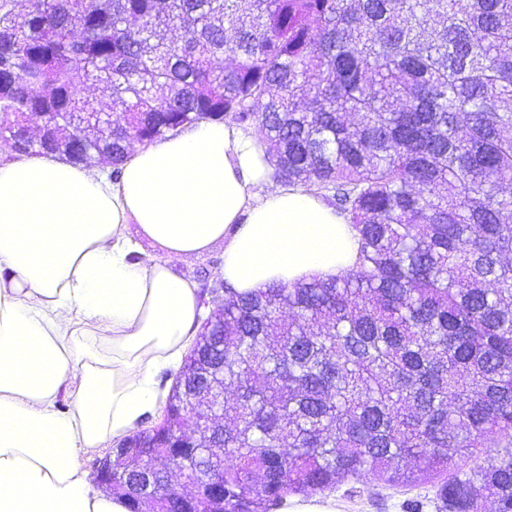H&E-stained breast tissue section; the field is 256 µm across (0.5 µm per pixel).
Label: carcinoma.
<instances>
[{"label":"carcinoma","mask_w":512,"mask_h":512,"mask_svg":"<svg viewBox=\"0 0 512 512\" xmlns=\"http://www.w3.org/2000/svg\"><path fill=\"white\" fill-rule=\"evenodd\" d=\"M89 87L122 103L107 135ZM0 88L15 153L115 178L134 139L255 126L276 177L332 197L358 233L342 275L224 299L182 374L224 365L231 425L210 448L113 449L128 512L161 455L217 477L202 506L224 512L366 476L439 479L446 512H512V0L5 3ZM44 112L91 132L37 142L25 119ZM154 508L184 512L160 487Z\"/></svg>","instance_id":"obj_1"}]
</instances>
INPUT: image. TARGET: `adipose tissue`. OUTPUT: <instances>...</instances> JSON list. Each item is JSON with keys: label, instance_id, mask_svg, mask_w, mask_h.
<instances>
[{"label": "adipose tissue", "instance_id": "obj_1", "mask_svg": "<svg viewBox=\"0 0 512 512\" xmlns=\"http://www.w3.org/2000/svg\"><path fill=\"white\" fill-rule=\"evenodd\" d=\"M139 236L162 258H137ZM217 245L236 294L340 274L357 251L335 207L278 182L262 136L230 123L134 145L115 180L0 145V512H127L78 457L156 408L201 310L167 259Z\"/></svg>", "mask_w": 512, "mask_h": 512}]
</instances>
